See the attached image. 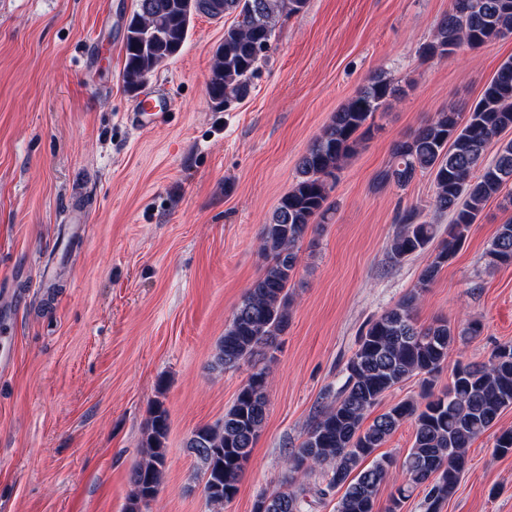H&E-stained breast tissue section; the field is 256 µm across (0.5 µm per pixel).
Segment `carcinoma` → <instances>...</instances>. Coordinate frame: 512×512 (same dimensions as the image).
Wrapping results in <instances>:
<instances>
[{
    "label": "carcinoma",
    "mask_w": 512,
    "mask_h": 512,
    "mask_svg": "<svg viewBox=\"0 0 512 512\" xmlns=\"http://www.w3.org/2000/svg\"><path fill=\"white\" fill-rule=\"evenodd\" d=\"M135 12L149 28L131 27L124 42V82L137 91L157 66L174 58L186 43L194 17H233L211 66L208 94L217 106L243 99L250 80L271 49L277 24L303 11L307 0H135ZM512 34V0H452L432 39L423 44L425 58L447 57L467 45L482 46ZM394 89L375 75L358 95L337 111L312 147L298 161L295 182L263 226L260 250L268 258L236 307L218 346L215 364L224 371L246 364L251 373L224 418L196 428L189 441L204 465V494L222 507L233 500L252 448L267 417V367L278 336L288 328L291 282L299 264V246L315 220L327 219L330 182L344 160L373 126L371 119ZM512 128V58L505 60L467 112L435 113L396 145L394 161L379 174L383 183L407 187L419 174L433 177L431 209L450 215L448 236L422 270L417 286L395 307L371 319L345 366V381L334 399L318 409L299 445L287 451L288 478L283 486L257 496L253 512H309L313 503L344 490L336 512H375V499L395 460L375 451L400 426L411 423L414 441L400 463L404 481L391 495L387 512L420 489L427 512H441L459 484L467 448L512 407V343L498 346L488 362L457 363L448 389L433 383L455 341L446 320L417 325L415 311L424 292L454 258L485 204L503 197L512 206V140L493 161L484 162L489 142ZM438 225L416 207L399 217L389 245L401 262L425 250L438 236ZM488 264L512 262V220L500 225L488 251ZM421 379V399H405L363 426L383 396L409 378ZM168 411L155 401L144 426L142 457L129 476L125 512H151L166 464ZM494 450L512 454V429L495 437ZM319 473L313 484L297 476Z\"/></svg>",
    "instance_id": "carcinoma-1"
}]
</instances>
